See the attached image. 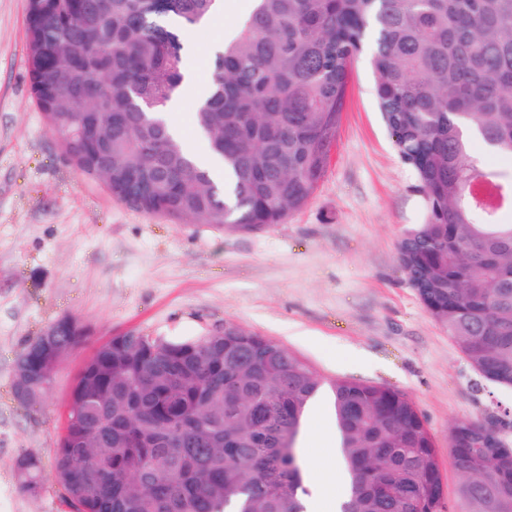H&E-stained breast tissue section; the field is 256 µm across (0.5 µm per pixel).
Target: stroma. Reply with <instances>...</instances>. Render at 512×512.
<instances>
[{"mask_svg":"<svg viewBox=\"0 0 512 512\" xmlns=\"http://www.w3.org/2000/svg\"><path fill=\"white\" fill-rule=\"evenodd\" d=\"M27 0H0V512H73L55 472L71 389L95 349L136 331L169 340L232 322L306 359L324 380L408 395L434 436L450 512L460 478L448 457L457 420L507 417L512 389L481 377L424 309L397 247L424 200L354 61L326 171L306 206L260 232L180 224L129 209L80 176L36 107L26 69ZM212 33L189 31L197 74L177 96L192 118L207 87ZM75 317L87 339L45 397L14 399L16 358ZM37 456L40 489H19L17 458Z\"/></svg>","mask_w":512,"mask_h":512,"instance_id":"stroma-1","label":"stroma"}]
</instances>
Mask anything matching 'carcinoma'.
I'll list each match as a JSON object with an SVG mask.
<instances>
[{
	"label": "carcinoma",
	"instance_id": "carcinoma-1",
	"mask_svg": "<svg viewBox=\"0 0 512 512\" xmlns=\"http://www.w3.org/2000/svg\"><path fill=\"white\" fill-rule=\"evenodd\" d=\"M216 0H28L33 100L82 177L185 224L259 232L302 209L336 141L349 68L372 41L373 90L416 176L423 222L401 240L419 299L486 379L512 389V179L476 165L471 142L512 157V0H251L214 52L195 112L198 167L162 118L186 80L181 32ZM76 347L71 324H53ZM220 336H115L74 388L55 469L75 512H305L298 447L323 381L302 357L226 323ZM347 485L341 512H444L433 436L404 393L329 383ZM463 420L448 440L461 512H512V451ZM100 440L91 463L72 444ZM293 434V447L278 439ZM21 488L40 461L20 456Z\"/></svg>",
	"mask_w": 512,
	"mask_h": 512
}]
</instances>
